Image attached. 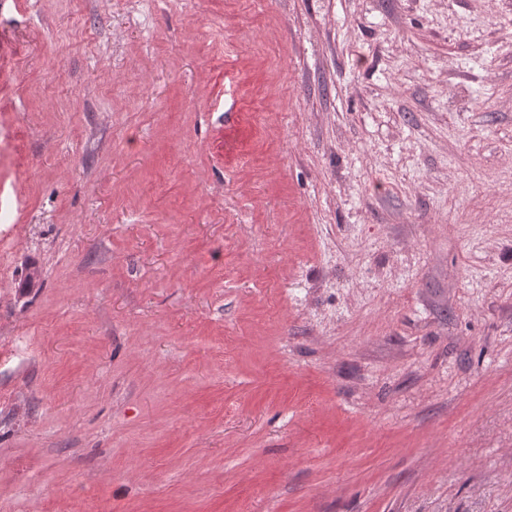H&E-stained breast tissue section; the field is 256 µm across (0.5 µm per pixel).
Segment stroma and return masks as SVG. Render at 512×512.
<instances>
[{
    "label": "stroma",
    "mask_w": 512,
    "mask_h": 512,
    "mask_svg": "<svg viewBox=\"0 0 512 512\" xmlns=\"http://www.w3.org/2000/svg\"><path fill=\"white\" fill-rule=\"evenodd\" d=\"M0 144V512H512V0H0Z\"/></svg>",
    "instance_id": "stroma-1"
}]
</instances>
